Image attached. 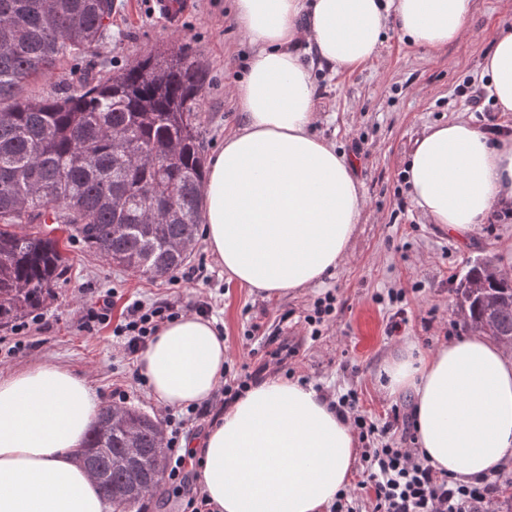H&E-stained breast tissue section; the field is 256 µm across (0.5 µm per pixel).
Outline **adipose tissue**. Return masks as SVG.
Instances as JSON below:
<instances>
[{"mask_svg":"<svg viewBox=\"0 0 512 512\" xmlns=\"http://www.w3.org/2000/svg\"><path fill=\"white\" fill-rule=\"evenodd\" d=\"M472 0H233L251 48L232 97L243 115L206 165L204 242L229 279L265 300L309 288L347 255L364 199L353 168L312 130L315 63L352 70L389 26L437 51L466 31ZM482 77L512 112V29L493 35ZM413 206L464 234L512 202V137L464 121L429 127L404 169ZM214 322L165 324L138 359L151 396L198 405L224 377ZM388 396L412 393L416 436L436 468L467 481L512 456V352L473 331L385 366ZM100 411L86 381L48 365L0 379V512H109L79 453ZM356 437L312 387L281 377L227 406L203 441L200 478L219 512H326L351 483Z\"/></svg>","mask_w":512,"mask_h":512,"instance_id":"adipose-tissue-1","label":"adipose tissue"}]
</instances>
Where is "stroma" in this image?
Instances as JSON below:
<instances>
[{"label":"stroma","instance_id":"obj_1","mask_svg":"<svg viewBox=\"0 0 512 512\" xmlns=\"http://www.w3.org/2000/svg\"><path fill=\"white\" fill-rule=\"evenodd\" d=\"M114 3L111 39L37 81L32 94L77 88L84 79L162 46L185 48L206 75L200 122L204 153L213 155L242 120L230 88L250 52L237 31L231 0H187L176 22L155 12L153 0ZM507 27L512 28V11L504 10L501 0H473L466 34L441 50L410 46L391 29L371 63L353 71L315 67V131L351 161L364 197L348 256L322 284L263 300L229 281L202 242L181 267L192 282L174 283L109 263L74 240L65 250L62 276L39 307L48 330L31 348L15 353L10 325L0 326V378L34 364L57 366L86 379L102 405L117 404L118 388L128 393V406L160 417L162 405L148 387L134 382L135 366L113 341L111 327L86 331L80 316L85 304L105 292L120 305L178 296L211 302L229 364L254 368L265 362L269 375L302 379L331 394L355 393L360 410L384 424L392 408L412 402L407 394H384L385 364L408 345L428 353L470 334L456 291L473 264L487 262L512 276V216H490L463 237L452 236L414 208L403 173L415 139L433 124L467 121L480 129L489 124L512 129V112L498 111L486 100L473 107L458 92L465 84L480 86L491 35ZM391 290L402 292L408 317L405 332L397 336L386 332L395 310L387 297ZM328 293L335 310L315 337L306 318ZM256 323L261 330L254 334L250 328Z\"/></svg>","mask_w":512,"mask_h":512}]
</instances>
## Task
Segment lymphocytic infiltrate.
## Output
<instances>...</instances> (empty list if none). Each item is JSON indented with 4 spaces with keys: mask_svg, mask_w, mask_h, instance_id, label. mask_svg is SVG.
<instances>
[{
    "mask_svg": "<svg viewBox=\"0 0 512 512\" xmlns=\"http://www.w3.org/2000/svg\"><path fill=\"white\" fill-rule=\"evenodd\" d=\"M208 316L207 302L183 304L178 298H163L146 304L133 301L124 306L119 323L112 330L119 338L129 358H137L153 341L166 323L179 318L187 310ZM265 365L253 371L226 380L220 396L189 408L186 416L166 413L161 424L167 435L169 451L163 472L166 483L181 485L193 457L182 445V433L191 424L204 419L214 411H223L229 403L240 399L251 385L260 381ZM328 405L338 417L351 421L362 443L361 465L364 479L355 488L340 490L329 512H354L358 498L367 497L371 512H488L491 503L502 492L500 471L462 481L436 469L418 448H403L387 443L391 432H400L402 439H410L415 427L412 413L393 410L384 426L370 423L366 416L356 414V397L346 393L329 399Z\"/></svg>",
    "mask_w": 512,
    "mask_h": 512,
    "instance_id": "lymphocytic-infiltrate-1",
    "label": "lymphocytic infiltrate"
}]
</instances>
